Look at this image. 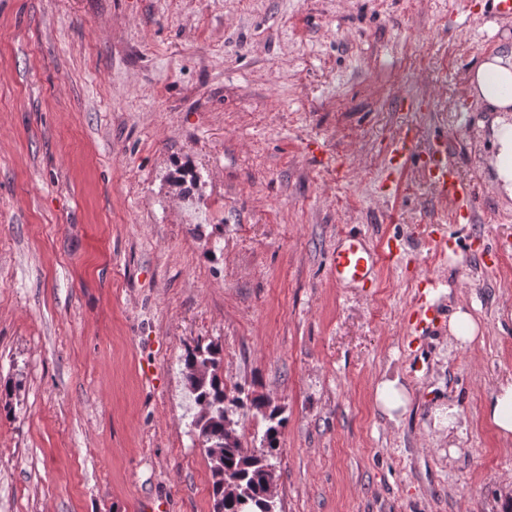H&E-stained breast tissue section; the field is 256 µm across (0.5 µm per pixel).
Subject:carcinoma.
Segmentation results:
<instances>
[{"label": "carcinoma", "mask_w": 512, "mask_h": 512, "mask_svg": "<svg viewBox=\"0 0 512 512\" xmlns=\"http://www.w3.org/2000/svg\"><path fill=\"white\" fill-rule=\"evenodd\" d=\"M219 347L200 344L189 349L184 357L183 379L194 395L197 406L206 407L192 422L207 449L214 444L223 450L220 460H210L214 512H271L266 498L269 481L276 476L271 459L279 453L278 436L284 418L278 407L263 395H253L235 388L229 396L218 373ZM249 407L267 421L263 435L264 448L256 454L242 442L224 446V415L232 408Z\"/></svg>", "instance_id": "1"}]
</instances>
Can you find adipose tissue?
<instances>
[{"instance_id": "adipose-tissue-1", "label": "adipose tissue", "mask_w": 512, "mask_h": 512, "mask_svg": "<svg viewBox=\"0 0 512 512\" xmlns=\"http://www.w3.org/2000/svg\"><path fill=\"white\" fill-rule=\"evenodd\" d=\"M468 83L473 95L494 114L490 130L496 147L495 181L512 198V43L483 57L469 73Z\"/></svg>"}]
</instances>
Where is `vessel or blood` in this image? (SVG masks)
<instances>
[{"mask_svg": "<svg viewBox=\"0 0 512 512\" xmlns=\"http://www.w3.org/2000/svg\"><path fill=\"white\" fill-rule=\"evenodd\" d=\"M413 129L402 130L388 151V170L399 173L409 161H417L422 175L436 188L440 199L452 205L457 218L471 220L474 215L473 191L470 184L460 180L453 162L448 140L439 137L430 142L423 155H415ZM402 243L387 238L379 244L369 243L365 234L348 232L336 240L331 256L330 273L337 283L372 290L377 286L379 267L392 262ZM421 287L405 317L412 335L425 336L439 326L442 315L431 291L436 285L432 276L420 278Z\"/></svg>", "mask_w": 512, "mask_h": 512, "instance_id": "b4317fda", "label": "vessel or blood"}]
</instances>
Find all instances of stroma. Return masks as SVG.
<instances>
[{"label":"stroma","mask_w":512,"mask_h":512,"mask_svg":"<svg viewBox=\"0 0 512 512\" xmlns=\"http://www.w3.org/2000/svg\"><path fill=\"white\" fill-rule=\"evenodd\" d=\"M484 5L0 0V512H213L181 374L199 343L287 419L279 512H505L512 440L485 409L512 377V199L468 73L512 15ZM406 126L447 137L473 223L415 163L389 178ZM353 228L404 244L369 292L330 276ZM421 270L444 322L412 346ZM459 305L483 331L464 348ZM374 401L376 407L390 419L395 420V414L399 415L406 411L409 398L405 386L396 377L380 380L375 385ZM401 409L402 411L399 413Z\"/></svg>","instance_id":"obj_1"}]
</instances>
